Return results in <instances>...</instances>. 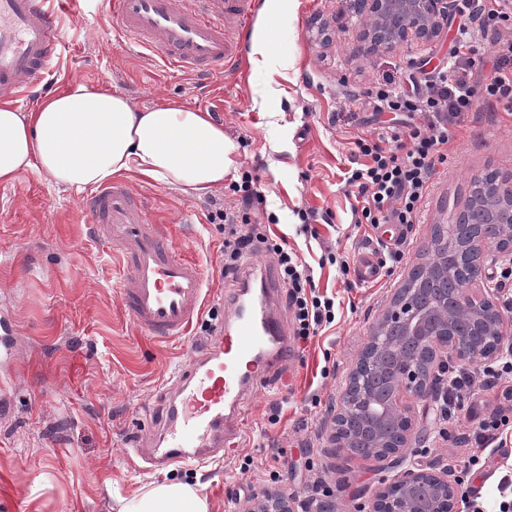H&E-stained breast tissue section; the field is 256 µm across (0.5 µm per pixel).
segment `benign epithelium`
Masks as SVG:
<instances>
[{
    "mask_svg": "<svg viewBox=\"0 0 512 512\" xmlns=\"http://www.w3.org/2000/svg\"><path fill=\"white\" fill-rule=\"evenodd\" d=\"M359 20L357 39L364 54L390 52L409 42L429 43L443 34L454 0H349ZM492 208L499 224L495 232L481 225L454 239L452 246L465 263L467 288L459 293L454 308H422L420 289L405 282L375 324L366 349L388 351L396 361L387 385L389 396L378 402L360 381L361 354L350 369L339 412L330 434L332 452L351 453L354 419L369 422L374 443L367 457L384 461L412 447V423L403 397L427 400L437 385V371L448 359L460 363L490 362L512 342V320L497 305L499 289L488 287V268L495 265V239L512 238V175L493 184L473 180L469 195L456 215L479 206ZM424 343L431 350L425 364L403 354L408 343ZM371 512H463L466 508L462 478L448 468H403L392 479H382ZM255 512H296L284 492L262 496Z\"/></svg>",
    "mask_w": 512,
    "mask_h": 512,
    "instance_id": "benign-epithelium-1",
    "label": "benign epithelium"
}]
</instances>
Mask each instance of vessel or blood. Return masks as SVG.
I'll use <instances>...</instances> for the list:
<instances>
[{
    "mask_svg": "<svg viewBox=\"0 0 512 512\" xmlns=\"http://www.w3.org/2000/svg\"><path fill=\"white\" fill-rule=\"evenodd\" d=\"M124 40L160 46L169 60L195 75L233 68L241 47L227 24L246 22L252 0H106ZM54 0H0V92L19 95L39 86L59 56ZM101 242L112 247L129 274L119 291L124 311L150 335H188L202 318L207 280L199 260L181 254L148 218L128 184L115 180L84 204ZM280 285L269 266L250 265L231 299L232 313L215 322L194 348L188 368L174 373L160 401L163 452L150 458L166 466L205 458L239 435L246 392L259 374L287 355L288 331L269 305Z\"/></svg>",
    "mask_w": 512,
    "mask_h": 512,
    "instance_id": "b4317fda",
    "label": "vessel or blood"
}]
</instances>
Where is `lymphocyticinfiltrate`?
I'll return each mask as SVG.
<instances>
[{
	"mask_svg": "<svg viewBox=\"0 0 512 512\" xmlns=\"http://www.w3.org/2000/svg\"><path fill=\"white\" fill-rule=\"evenodd\" d=\"M465 18L457 26V36L450 48V69L429 72L422 84L401 91L391 73H384L378 84L374 109L400 113L399 121L377 140L356 138L351 153L353 169L346 179L350 195L356 200L351 208L354 226L382 224L400 225L403 234L394 241L388 256L392 264H400L405 251L404 235L410 232L430 193L438 162L444 161V150L467 114L472 112L479 96L495 98L512 112V43L495 59L483 85L472 81L476 63L473 47L475 18L491 26L512 20V6L499 0L497 7L486 8L483 0H465ZM238 190L241 206L217 210L215 219L224 225V265L222 275L237 278L244 259L264 252L272 256L282 285L285 302L295 312V334L309 342L323 324L332 323L333 304L320 298L316 285L298 255L286 242L277 241L269 231L252 224L249 212L262 205L260 194L249 183ZM512 374V348L503 360L472 373L460 367H444L442 385L435 399L440 421H459L463 402L474 386L500 389L504 401L512 402V388L502 387L504 376Z\"/></svg>",
	"mask_w": 512,
	"mask_h": 512,
	"instance_id": "1",
	"label": "lymphocytic infiltrate"
}]
</instances>
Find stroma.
<instances>
[{
	"label": "stroma",
	"mask_w": 512,
	"mask_h": 512,
	"mask_svg": "<svg viewBox=\"0 0 512 512\" xmlns=\"http://www.w3.org/2000/svg\"><path fill=\"white\" fill-rule=\"evenodd\" d=\"M343 8V0H285L283 13L264 22L287 69L257 71L246 59L240 72L218 68L202 80L171 65L160 48L122 43L101 0H58L62 47L46 78L50 91L74 82L109 85L139 107L172 101L200 108L238 145L236 171L202 197L124 176L177 250L203 263L215 315H224L234 285L221 274L224 227L207 216L231 205L232 186L249 176L266 200L253 221L285 238L312 269L320 293L335 302V319L308 344L293 343L288 359L248 393L237 447L143 471L132 451L158 452L160 393L187 366L207 325L179 338L140 329L120 305L128 275L96 238L82 195L32 172L1 184L0 316L13 344L0 354V512H118L119 498L161 478L197 486L209 512H253L267 490L297 495L318 512L322 498L311 491L317 484L328 488L335 512H355L373 499L381 477L410 465L463 472L464 488L483 512H498L496 486L502 470L512 468V425L502 435L504 448L473 466L475 449L456 441L464 425L441 426L434 403L421 400L411 404L420 448L398 463L330 450L325 407L339 402L373 323L424 260L434 226L448 222L475 178L490 169L512 173V116L500 103H479L453 131L403 262L382 268L369 284L343 275L340 261L356 264L367 249L351 224L344 174L354 138L376 133L370 94L384 72L409 76L445 65L456 36L449 26L433 43L365 56ZM269 85L275 93L258 107V91ZM264 110L276 113L275 123L261 118ZM350 112L359 113L361 125H347ZM309 208L330 211L331 224L303 223L298 213Z\"/></svg>",
	"instance_id": "stroma-1"
}]
</instances>
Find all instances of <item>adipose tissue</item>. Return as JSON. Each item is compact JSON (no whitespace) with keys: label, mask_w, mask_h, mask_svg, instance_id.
I'll return each instance as SVG.
<instances>
[{"label":"adipose tissue","mask_w":512,"mask_h":512,"mask_svg":"<svg viewBox=\"0 0 512 512\" xmlns=\"http://www.w3.org/2000/svg\"><path fill=\"white\" fill-rule=\"evenodd\" d=\"M235 151L209 112L177 103L139 109L107 85L71 84L27 112L0 101V184L31 171L80 193L134 171L199 196L223 186ZM119 512H208V504L197 488L164 480L122 499Z\"/></svg>","instance_id":"adipose-tissue-1"}]
</instances>
